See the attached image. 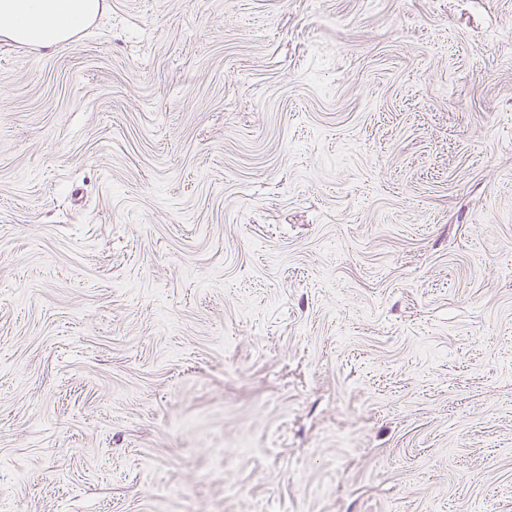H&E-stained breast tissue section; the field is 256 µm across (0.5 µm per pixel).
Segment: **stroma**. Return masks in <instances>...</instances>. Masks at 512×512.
<instances>
[{
  "label": "stroma",
  "instance_id": "obj_1",
  "mask_svg": "<svg viewBox=\"0 0 512 512\" xmlns=\"http://www.w3.org/2000/svg\"><path fill=\"white\" fill-rule=\"evenodd\" d=\"M0 38V512H512V0H106Z\"/></svg>",
  "mask_w": 512,
  "mask_h": 512
}]
</instances>
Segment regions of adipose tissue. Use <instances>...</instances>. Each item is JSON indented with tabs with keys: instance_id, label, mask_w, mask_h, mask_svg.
Here are the masks:
<instances>
[{
	"instance_id": "1",
	"label": "adipose tissue",
	"mask_w": 512,
	"mask_h": 512,
	"mask_svg": "<svg viewBox=\"0 0 512 512\" xmlns=\"http://www.w3.org/2000/svg\"><path fill=\"white\" fill-rule=\"evenodd\" d=\"M103 0H0V36L41 49L84 30Z\"/></svg>"
}]
</instances>
